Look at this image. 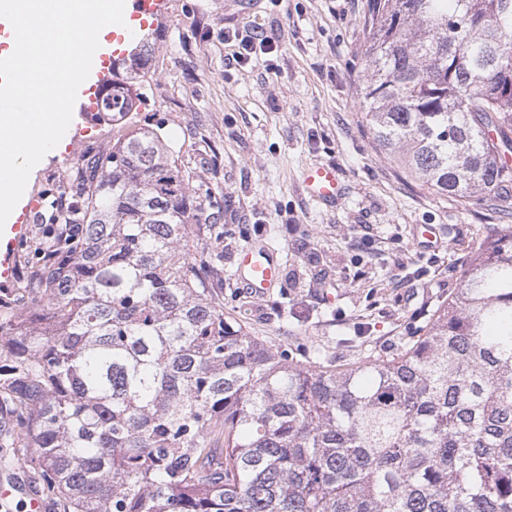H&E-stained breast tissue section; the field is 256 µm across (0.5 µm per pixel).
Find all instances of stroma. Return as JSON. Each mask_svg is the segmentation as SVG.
<instances>
[{
	"label": "stroma",
	"mask_w": 512,
	"mask_h": 512,
	"mask_svg": "<svg viewBox=\"0 0 512 512\" xmlns=\"http://www.w3.org/2000/svg\"><path fill=\"white\" fill-rule=\"evenodd\" d=\"M369 0H166L152 37L151 78L134 119L162 124L180 151L191 184L211 189L204 206L224 228L214 294L224 316L298 360L318 351L328 366L394 355L420 336L440 303L459 286L477 235L500 229L492 207H464L420 189L374 143L357 90L368 66ZM272 37L278 48L232 63L225 31ZM122 126L73 116L65 141L31 173L24 194L39 208L19 250L18 279L33 272L31 250L49 227L51 202L66 205L71 147L88 157L112 148ZM334 166L336 203L313 199L304 169ZM439 228L438 241L422 237ZM248 247L277 254L281 282L254 297L237 272ZM21 491L0 512H65L44 492L29 455L0 460V481Z\"/></svg>",
	"instance_id": "obj_1"
}]
</instances>
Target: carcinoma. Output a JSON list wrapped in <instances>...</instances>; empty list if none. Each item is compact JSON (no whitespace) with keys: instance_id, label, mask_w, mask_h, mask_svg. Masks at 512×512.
Instances as JSON below:
<instances>
[{"instance_id":"cac0c4a2","label":"carcinoma","mask_w":512,"mask_h":512,"mask_svg":"<svg viewBox=\"0 0 512 512\" xmlns=\"http://www.w3.org/2000/svg\"><path fill=\"white\" fill-rule=\"evenodd\" d=\"M359 87L418 187L506 222L391 358L299 362L224 318L217 233L141 125L84 164L34 285L0 298L9 447L68 512H512V0H369ZM150 41L101 99L136 108ZM224 436V449L214 438Z\"/></svg>"}]
</instances>
